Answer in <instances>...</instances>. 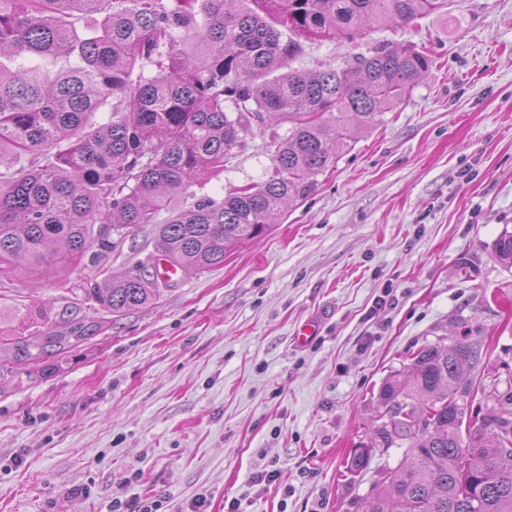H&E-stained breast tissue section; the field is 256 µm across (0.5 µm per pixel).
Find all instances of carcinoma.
<instances>
[{
    "label": "carcinoma",
    "mask_w": 512,
    "mask_h": 512,
    "mask_svg": "<svg viewBox=\"0 0 512 512\" xmlns=\"http://www.w3.org/2000/svg\"><path fill=\"white\" fill-rule=\"evenodd\" d=\"M446 0H0V274L19 266L64 273L89 258V304L62 307L41 335L0 332V388L63 367L112 318L160 295L142 266L121 280L99 268L143 224L163 260L197 274L224 266L304 197L336 160L348 122L369 129L436 64L382 44L341 66L295 69L303 40L352 39L367 22L406 24ZM97 113L101 122L92 121ZM271 128V168L221 199L172 201L224 171L239 133ZM288 128L279 133L277 127ZM35 154L41 165L28 168ZM167 219L156 221L160 211ZM108 230H103L102 226ZM512 267V232L495 243ZM480 360L473 344H426L410 374L390 375L370 447L405 441L361 512H512V409L469 417L456 431L460 380ZM424 428H419V423Z\"/></svg>",
    "instance_id": "cac0c4a2"
}]
</instances>
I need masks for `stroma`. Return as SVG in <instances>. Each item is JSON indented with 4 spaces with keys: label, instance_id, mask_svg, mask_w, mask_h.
I'll use <instances>...</instances> for the list:
<instances>
[{
    "label": "stroma",
    "instance_id": "obj_1",
    "mask_svg": "<svg viewBox=\"0 0 512 512\" xmlns=\"http://www.w3.org/2000/svg\"><path fill=\"white\" fill-rule=\"evenodd\" d=\"M387 42L439 63L382 124L351 130L267 237L179 273L63 371L0 391V512H111L116 497L161 512L200 499L207 512L233 499L240 512H359L403 450L345 466L408 352L481 346L476 403L512 383V268L494 251L512 231V0H448L401 27L309 40L295 66ZM269 139L252 125L182 206L260 181ZM154 252L146 225L102 264L118 276ZM85 285L81 267L64 282L18 267L0 279V329L22 330L30 308L55 320ZM310 320L318 331L298 345Z\"/></svg>",
    "mask_w": 512,
    "mask_h": 512
}]
</instances>
